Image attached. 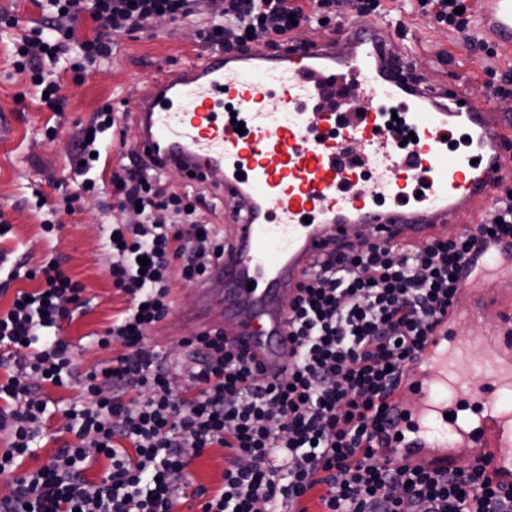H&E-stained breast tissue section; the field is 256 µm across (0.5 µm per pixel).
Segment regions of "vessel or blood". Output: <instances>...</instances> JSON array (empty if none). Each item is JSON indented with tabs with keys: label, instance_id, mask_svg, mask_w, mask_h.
Returning <instances> with one entry per match:
<instances>
[{
	"label": "vessel or blood",
	"instance_id": "obj_1",
	"mask_svg": "<svg viewBox=\"0 0 512 512\" xmlns=\"http://www.w3.org/2000/svg\"><path fill=\"white\" fill-rule=\"evenodd\" d=\"M485 2L484 26L512 48V0ZM336 29L274 54L211 49L149 79L131 121L139 157L186 184L205 181L235 207L231 248L198 293L209 305L212 282H223L225 334L271 380L292 350L287 299L328 241L453 234L512 185V129L493 101L396 66L400 32L385 18ZM226 105L233 120L218 117ZM457 133L463 147L449 149ZM506 267L512 239L463 265L471 310L449 311L406 372L384 433L392 459L444 466L449 449L475 448L492 455L497 479L512 480V325L459 329L512 307L495 287Z\"/></svg>",
	"mask_w": 512,
	"mask_h": 512
}]
</instances>
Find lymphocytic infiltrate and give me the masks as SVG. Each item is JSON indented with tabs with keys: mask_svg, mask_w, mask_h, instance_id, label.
Listing matches in <instances>:
<instances>
[{
	"mask_svg": "<svg viewBox=\"0 0 512 512\" xmlns=\"http://www.w3.org/2000/svg\"><path fill=\"white\" fill-rule=\"evenodd\" d=\"M414 11L452 31L470 29L469 0H415ZM40 0L43 19L13 41L11 64L35 87L41 104L60 111L61 86L46 80V63L70 55L74 72L110 58L115 37L140 31L158 17L202 21L205 41L225 51L287 42L296 27L349 16L388 15L385 0ZM91 20L94 34L78 38ZM111 105L95 112L90 139L73 156L83 180L64 195L95 191L104 136L114 127ZM112 197L133 221L114 220L107 248L113 288L127 298L96 343H118L125 355L82 374L63 322L82 307L83 287L56 259L26 271L34 289L17 290L0 313V478L10 491L0 512H173L180 499L200 512H512V483L493 479L481 455L448 469L380 461L377 442L400 377L425 346L460 288L461 265L480 239H512V187L496 197L474 228L423 244L371 242L332 246L288 300L289 336L296 345L287 373L264 382L249 355L223 332L183 341L192 363L190 392L175 391L172 367L145 342L171 310V284L202 279L229 240L212 224L205 197L170 187L142 161L113 169ZM147 266H140V259ZM80 385L83 401L65 409L63 430L37 390ZM75 442H67L63 433ZM56 441L46 463L22 471L42 440ZM225 449L218 488L189 489L191 455ZM109 463L94 483L90 454Z\"/></svg>",
	"mask_w": 512,
	"mask_h": 512,
	"instance_id": "1",
	"label": "lymphocytic infiltrate"
}]
</instances>
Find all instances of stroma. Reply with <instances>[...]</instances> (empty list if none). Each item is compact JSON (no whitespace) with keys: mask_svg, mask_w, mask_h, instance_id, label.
Here are the masks:
<instances>
[{"mask_svg":"<svg viewBox=\"0 0 512 512\" xmlns=\"http://www.w3.org/2000/svg\"><path fill=\"white\" fill-rule=\"evenodd\" d=\"M397 7L407 11L410 29L423 35L417 53L424 78L451 83L466 73L471 77L470 92L488 96L485 62L464 34L409 14L407 0H399ZM0 12L18 20L16 28L0 30V205L12 224L9 238L0 240V255L5 258L0 266L33 270L54 256L73 280L84 285V311L63 323L61 334L74 349L81 372L86 373L124 352L118 345L101 349L93 341L94 334L104 332L113 316L127 306L107 273L106 226L114 215L111 191L106 188L100 194L83 196L75 204V213L60 210L52 216L37 209V198L46 196L52 205L60 201L61 191L72 189L74 136L99 107L108 104L113 110L132 112L135 81L169 73L183 61L205 53L207 47L198 25L152 21L140 32L118 37L112 58L83 80H75L64 66L52 68L64 97L61 112L53 113L39 108L34 87L14 73L9 61L13 39L39 23L41 8L35 0H0ZM50 124L56 128L51 139L46 136ZM49 217L58 226L50 236L41 230L43 219ZM172 300L171 311L155 326L147 346L177 366L183 353L179 322L198 305L194 285L174 283Z\"/></svg>","mask_w":512,"mask_h":512,"instance_id":"1","label":"stroma"}]
</instances>
